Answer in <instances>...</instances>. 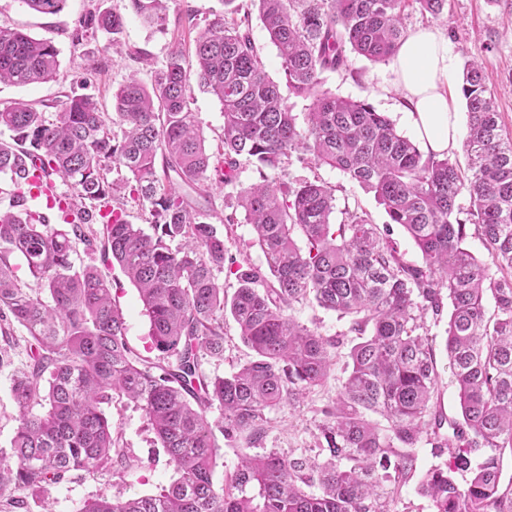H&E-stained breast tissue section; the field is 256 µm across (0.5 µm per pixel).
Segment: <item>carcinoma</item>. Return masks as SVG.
<instances>
[{
  "instance_id": "carcinoma-1",
  "label": "carcinoma",
  "mask_w": 512,
  "mask_h": 512,
  "mask_svg": "<svg viewBox=\"0 0 512 512\" xmlns=\"http://www.w3.org/2000/svg\"><path fill=\"white\" fill-rule=\"evenodd\" d=\"M408 1L434 19L446 2L257 0L288 92L314 96L304 128L266 75L246 21L225 10L198 33L193 54L173 42L152 86L130 75L110 114L83 95L67 98L52 120L23 101L0 108V127L11 132L0 140V173L16 187L25 184L24 162H38L70 185L74 213L88 215L126 193L148 206L152 229L120 215L98 231L82 223L54 228L29 210L0 214V335L9 341L16 323L29 336L28 364L12 387L18 426L0 464V490L12 493L0 495V512H24L28 499L92 469L136 465L104 411L124 397L144 410L179 479L155 496L101 498L80 512H390L425 434L437 455L449 454L421 481L434 512H512L499 467L500 455L512 452V138L482 64L475 58L463 69L464 170L445 154L422 152L371 104L318 91L322 74L346 67L349 52L372 63L392 60L405 38ZM65 2L23 0L42 14ZM126 7L149 27L168 25L167 0H127ZM122 25L118 11L90 14L72 41L97 30L116 34ZM58 69L51 41L0 27V83L44 82ZM192 76L224 111L215 152L190 107ZM241 155L261 177L237 199L263 269L234 260L224 266V235L180 191L185 184L206 200L214 182L236 184ZM293 159L326 164L373 194L423 265L406 263L363 211L347 209L331 223L336 198L327 185L265 174ZM113 163L126 180H108ZM463 195L466 209L458 205ZM470 229L491 263L466 247ZM80 243L91 250L101 244L104 259L138 288L160 357L129 346L112 283L73 262ZM14 253L38 287L19 284L9 262ZM224 270L238 283L229 298L215 276ZM445 296L444 347L458 420L433 404L439 373L426 318L442 314ZM307 301L352 317L349 332L357 337L348 376L322 410L324 459L243 448L218 487L220 446L207 411L219 406L223 436L251 446L266 433L271 409L296 404L326 381L333 352L344 344V336H323L294 319L292 307ZM226 311L253 357L228 376H211L201 359L224 356ZM457 472L470 474L465 485L454 481ZM314 485L319 493L305 491Z\"/></svg>"
}]
</instances>
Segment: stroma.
<instances>
[{
	"label": "stroma",
	"mask_w": 512,
	"mask_h": 512,
	"mask_svg": "<svg viewBox=\"0 0 512 512\" xmlns=\"http://www.w3.org/2000/svg\"><path fill=\"white\" fill-rule=\"evenodd\" d=\"M240 16L249 20L253 42L264 69L275 82H283L278 52L261 23L253 0H237ZM221 0H171L170 16L193 10V27L150 28L131 11L125 10L121 0H66L63 9L55 14H40L30 10L22 0H0V26L19 29L32 37L53 42L58 50V80L14 86L0 84V105L23 100L36 108L57 106L74 94L93 96L104 108L111 110L112 95L129 74H137L144 84H151L155 66L160 65L174 38H182L186 48H193L200 24L221 9ZM121 11L124 23L118 34L99 32L73 44L72 33L80 17L94 11ZM406 31L431 27L441 31L448 39L452 68L448 77L449 90L456 96L458 114H465V102L460 98V81L465 62L479 59L484 68L486 83L493 91L504 131L512 136V8L502 0H447L440 18L422 14L417 7H407L403 14ZM132 50L146 52L149 63L129 58ZM322 90L353 100L370 103L377 111L386 113L397 131L414 137L415 132L405 110L408 103L395 84L391 63H372L356 54H349L348 66L329 71L322 76ZM191 108L197 112L208 146H215L224 127V112L215 96L198 82L190 84ZM289 179L318 180L331 187L336 197L333 222H340L344 209L367 211L373 223L387 226L390 239L396 243L406 262L421 264L422 257L402 227L389 223L384 209L372 194L350 181L340 171L327 165L287 166ZM211 223L219 224L224 234L226 258L243 264L262 265L263 254L255 242V232L247 223L244 211L238 210L236 191L229 186L214 187L207 206ZM237 216L236 223H224L226 214ZM77 265H91L112 283V294L126 322V338L136 350L149 347V319L135 286L126 278L119 266L104 262L100 251L79 250ZM447 316L427 318L426 325L433 340L437 370L440 374L439 393L435 400L437 410L447 418L457 417L459 405L455 386L448 374V359L444 351ZM16 343L9 361L0 367V450H9L17 427V407L12 396L15 374L27 360V333L23 328L14 332ZM252 357L243 344L232 316L224 318L223 358L203 357L201 367L209 375H227ZM344 358H337L327 381L311 390L300 404L283 405L269 412L266 434L257 447L258 452L278 448L284 452L318 453L315 425L321 420L322 409L331 404L345 378ZM112 423L120 436L122 447L137 458L138 464L119 471L97 470L84 478L65 481L49 487L44 499L29 502L28 512H79L85 502L97 498L123 501L133 496L155 495L176 477L168 456L152 432L145 413L130 402H114L108 410ZM416 471L398 489L392 503V512H433L430 499L419 490L420 481L438 459L429 441H420L416 448Z\"/></svg>",
	"instance_id": "obj_1"
}]
</instances>
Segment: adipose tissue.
<instances>
[{
    "mask_svg": "<svg viewBox=\"0 0 512 512\" xmlns=\"http://www.w3.org/2000/svg\"><path fill=\"white\" fill-rule=\"evenodd\" d=\"M452 60L437 29L406 37L394 60L395 82L409 104V120L424 151L441 154L458 141L457 109L448 90Z\"/></svg>",
    "mask_w": 512,
    "mask_h": 512,
    "instance_id": "obj_1",
    "label": "adipose tissue"
}]
</instances>
